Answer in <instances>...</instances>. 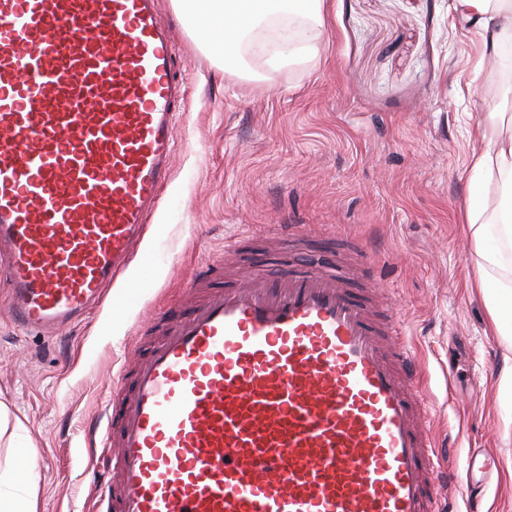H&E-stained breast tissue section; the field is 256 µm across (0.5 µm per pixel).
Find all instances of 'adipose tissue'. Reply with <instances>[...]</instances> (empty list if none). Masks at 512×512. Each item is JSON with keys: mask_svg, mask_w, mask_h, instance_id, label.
I'll use <instances>...</instances> for the list:
<instances>
[{"mask_svg": "<svg viewBox=\"0 0 512 512\" xmlns=\"http://www.w3.org/2000/svg\"><path fill=\"white\" fill-rule=\"evenodd\" d=\"M192 33L207 34V48L225 68H239L242 52L267 26L295 20L300 30L274 42L286 62L313 57L325 24V0H174ZM461 18L480 33L483 55L502 57L512 47V0H455ZM483 150L472 167L484 177L466 218L478 249L475 283L498 335L512 337V114L493 112L481 130Z\"/></svg>", "mask_w": 512, "mask_h": 512, "instance_id": "ef3b65f1", "label": "adipose tissue"}]
</instances>
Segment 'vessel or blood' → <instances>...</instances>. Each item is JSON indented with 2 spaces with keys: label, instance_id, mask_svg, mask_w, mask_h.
Here are the masks:
<instances>
[{
  "label": "vessel or blood",
  "instance_id": "obj_1",
  "mask_svg": "<svg viewBox=\"0 0 512 512\" xmlns=\"http://www.w3.org/2000/svg\"><path fill=\"white\" fill-rule=\"evenodd\" d=\"M187 89L157 0H0V269L52 332L98 306L171 182ZM164 313L93 446L105 512H442L421 361L343 258L249 265Z\"/></svg>",
  "mask_w": 512,
  "mask_h": 512
}]
</instances>
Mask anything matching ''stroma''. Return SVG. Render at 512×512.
Segmentation results:
<instances>
[{
    "label": "stroma",
    "mask_w": 512,
    "mask_h": 512,
    "mask_svg": "<svg viewBox=\"0 0 512 512\" xmlns=\"http://www.w3.org/2000/svg\"><path fill=\"white\" fill-rule=\"evenodd\" d=\"M174 32L176 67L189 97L172 158L173 186L149 219L144 249L112 288L137 285L127 311L102 307L48 335L17 326L0 277V403L15 425L0 438V466L30 451L40 468L16 490L37 486L38 512H91L88 431L110 379L131 362L134 338L149 340L153 313L177 304L192 275L246 233L271 269L290 257L269 236L276 224L309 225L356 240L379 268L363 283L397 307L428 372L423 395L436 444L449 446L455 512H512V409L499 374L504 343L475 289L474 240L465 222L471 156L512 63L481 59V37L454 0H326L316 55L264 69L250 81L227 71L197 42L173 0H160ZM485 454L490 484L469 485L467 459Z\"/></svg>",
    "instance_id": "obj_1"
}]
</instances>
